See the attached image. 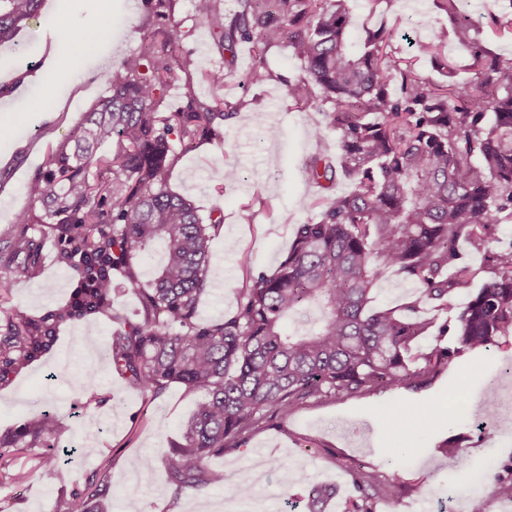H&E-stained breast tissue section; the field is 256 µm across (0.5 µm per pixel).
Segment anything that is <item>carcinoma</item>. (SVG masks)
Segmentation results:
<instances>
[{
	"instance_id": "1",
	"label": "carcinoma",
	"mask_w": 512,
	"mask_h": 512,
	"mask_svg": "<svg viewBox=\"0 0 512 512\" xmlns=\"http://www.w3.org/2000/svg\"><path fill=\"white\" fill-rule=\"evenodd\" d=\"M41 2L0 0V44L39 18ZM258 2L237 0L231 18L223 0H196V10L231 54L241 43L289 49L304 76L285 84L288 99L320 102L338 134L336 157H313L306 178L330 190L343 177L352 188L330 196L318 221L293 225L288 252L273 271L252 279L234 313L208 326L197 322L199 301L224 274L209 248L221 219L203 217L166 188L165 177L174 144L188 148L214 134L237 107L196 98L194 62L174 55L173 33L164 27L123 59L108 94L46 154L26 186L43 214L19 213L17 261L8 262L10 273L36 276L38 225L47 224L78 287L66 306L38 318L13 313L0 336L4 384L52 349L61 324L115 317L114 277L135 289L138 319L112 333V367L143 392L180 383L201 395L181 440L141 462L146 476L162 463L178 495L224 484L209 460L310 398L417 390L463 351L512 337V243L493 253L491 280L453 309L442 329L448 344L412 361L404 353L432 322L416 317L414 303L368 310L388 270L448 309V296L472 275L460 243L482 246L498 225L512 222V54L487 50L482 24L460 8L462 0H435L449 28L417 52L435 56L451 35L468 51L473 73L467 84H437L387 51L384 25L361 29L352 42V0H273L276 17ZM176 70L185 76L186 104L163 112ZM114 138L119 149L95 157L94 149ZM155 237L165 242L166 260L144 284L136 258ZM314 301L325 313L320 326L305 336L285 332L284 318ZM56 427L54 418L35 413L0 438V480L24 478L8 472L5 454L34 451ZM376 480L370 472L354 474V512H373ZM110 482L104 471L73 485L59 512H108L102 496Z\"/></svg>"
}]
</instances>
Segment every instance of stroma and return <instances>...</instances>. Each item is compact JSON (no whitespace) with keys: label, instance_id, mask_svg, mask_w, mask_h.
<instances>
[{"label":"stroma","instance_id":"stroma-1","mask_svg":"<svg viewBox=\"0 0 512 512\" xmlns=\"http://www.w3.org/2000/svg\"><path fill=\"white\" fill-rule=\"evenodd\" d=\"M354 23L388 25L392 51L409 57L417 42L447 27L448 16L434 0H378L372 9L355 0ZM162 26L173 30L177 53L196 63L198 99L218 97L237 107L216 136L177 148L168 177L172 192L223 219L210 241L212 259L224 269L222 285L197 309L198 321L211 324L235 310L254 276L275 268L294 225L318 221L324 192L304 170L311 157L335 154L336 132L317 107L288 100L285 83L301 70L286 47L243 43L225 52L200 22L195 0H178L170 19L157 16L155 0H45L41 18L29 20L15 44L0 47V255L9 254L17 229L9 214L29 208L25 186L49 148L106 95L121 59ZM87 33L93 40L86 52L98 63L79 84L72 55L76 38ZM51 55L56 86L26 82ZM258 61L273 74L260 86L247 78ZM216 70L224 73L223 86L208 79ZM319 127L324 133L317 138ZM225 167L239 169L240 180L222 181ZM76 286L54 237L44 236L39 276L0 278V329L15 310L38 317L63 307ZM115 326L104 316L61 325L53 349L0 388V436L35 412H55L59 428L50 445L72 449L68 467L77 484L110 471L111 512H304L308 494L319 486L331 492L326 512H347L359 468L375 473L383 488L374 512H512V477L469 480L512 461V410L490 409L483 393L489 382L512 380L511 344L466 352L418 391L308 400L288 418L252 431L239 449L212 458L223 485L179 494L164 467H156L151 480L140 479V462L179 440L198 396L177 383L158 395L132 387L105 350ZM89 367L97 374L93 390L84 384ZM395 407L413 417L399 436L386 416ZM91 414L99 417L97 427L83 424ZM449 442L459 444L467 470L445 454ZM284 463L295 476L287 487L280 482ZM17 466L25 479L0 484V512H57L62 492L54 463L29 457Z\"/></svg>","mask_w":512,"mask_h":512}]
</instances>
